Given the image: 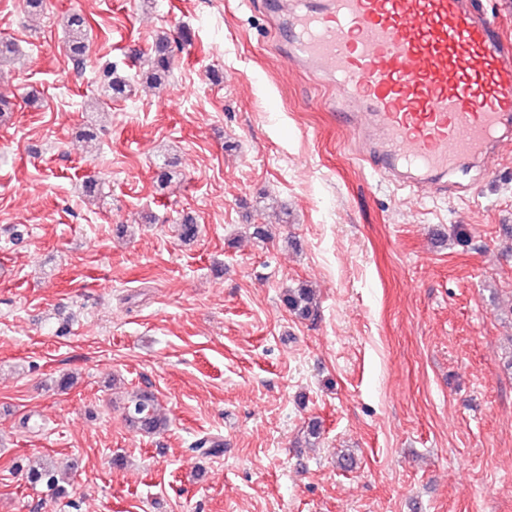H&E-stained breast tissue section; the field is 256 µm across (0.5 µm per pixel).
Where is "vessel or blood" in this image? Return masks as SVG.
I'll return each mask as SVG.
<instances>
[{
    "label": "vessel or blood",
    "mask_w": 512,
    "mask_h": 512,
    "mask_svg": "<svg viewBox=\"0 0 512 512\" xmlns=\"http://www.w3.org/2000/svg\"><path fill=\"white\" fill-rule=\"evenodd\" d=\"M269 18L397 191L465 194L452 174L491 166L512 138V40L478 0H273Z\"/></svg>",
    "instance_id": "obj_1"
}]
</instances>
